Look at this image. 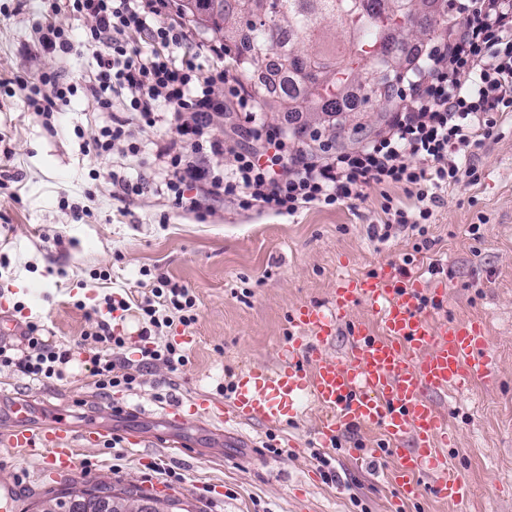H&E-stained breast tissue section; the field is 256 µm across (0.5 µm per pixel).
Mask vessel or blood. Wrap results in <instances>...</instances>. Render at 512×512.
I'll return each instance as SVG.
<instances>
[{"label":"vessel or blood","mask_w":512,"mask_h":512,"mask_svg":"<svg viewBox=\"0 0 512 512\" xmlns=\"http://www.w3.org/2000/svg\"><path fill=\"white\" fill-rule=\"evenodd\" d=\"M423 284L392 268L380 274L337 281L329 304L297 309L294 320L303 328L280 356L277 367H250L235 383L225 420L280 422L297 402L309 400L323 413L319 439L332 447L339 432L363 427L382 432L396 445L398 483L405 499H417L422 474L432 475L438 498L463 502L469 489L444 461L447 423L433 403V393L452 388L469 390L489 372L484 352L486 336L479 323L434 326L420 308ZM376 314L380 335L364 324L352 325L353 342L343 358L325 354L337 326L358 305ZM17 420L6 433L10 447L43 457L44 468H71L73 438L66 427L24 428L30 412L27 401H15ZM410 447H402L403 439Z\"/></svg>","instance_id":"b4317fda"}]
</instances>
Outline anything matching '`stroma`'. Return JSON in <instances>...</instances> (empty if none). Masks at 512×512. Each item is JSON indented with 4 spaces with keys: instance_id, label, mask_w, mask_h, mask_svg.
Instances as JSON below:
<instances>
[{
    "instance_id": "1",
    "label": "stroma",
    "mask_w": 512,
    "mask_h": 512,
    "mask_svg": "<svg viewBox=\"0 0 512 512\" xmlns=\"http://www.w3.org/2000/svg\"><path fill=\"white\" fill-rule=\"evenodd\" d=\"M45 10L44 0H0V250L10 259L0 271V319L17 324L6 344L23 346L27 322L37 319L75 360L47 386L1 370L0 431L11 424L13 401L24 398L31 402L29 428L64 423L76 448L71 469L46 474L41 457L0 443V484L10 485L16 512H40L71 486L131 490L158 499L163 512H512V116L473 157L478 183L443 193L427 251H415L419 237L408 228L387 240L373 234L384 218L382 193L407 203L397 187L374 185L362 199L291 217L241 209L220 191L192 211L157 191L151 166L135 165L125 144L104 161L81 154L80 142L92 141L101 124L84 96L72 97L50 131L21 95L10 93L19 76L31 80L62 64L77 78L96 68L91 53L62 62L35 47L32 25ZM189 29L199 63L219 66L252 95L264 130L282 135L300 125L298 115L264 96L258 78L240 72L234 44L215 62L206 55L214 34L194 23ZM213 97L224 104L212 114L213 134L252 147L225 101L224 83L214 84ZM77 126L83 137L74 135ZM99 168L142 178L141 192L114 194L108 177H93ZM384 265L427 282L423 309L435 325L476 321L487 336L488 376L468 391L431 396L446 415L448 465L471 489L457 506L436 497L428 479L417 500L396 503V455L385 439L346 430L335 447L323 448L319 413L308 402L276 425L227 427L209 415L232 399L218 386L250 365L276 366L297 335V308L328 304L338 275H372ZM145 268L151 276H142ZM100 270L110 280L93 279ZM159 273L197 297L198 321L167 331L189 362L146 368L135 392L102 398L81 333L95 323L105 294L152 287ZM440 281L447 285L441 302L431 289ZM90 432L117 444L86 441ZM319 452L331 458L335 481L325 479Z\"/></svg>"
}]
</instances>
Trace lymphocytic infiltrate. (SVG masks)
Instances as JSON below:
<instances>
[{
	"instance_id": "f902f5d3",
	"label": "lymphocytic infiltrate",
	"mask_w": 512,
	"mask_h": 512,
	"mask_svg": "<svg viewBox=\"0 0 512 512\" xmlns=\"http://www.w3.org/2000/svg\"><path fill=\"white\" fill-rule=\"evenodd\" d=\"M173 2L49 0L48 13L35 25L37 44L62 56L90 52L96 71L78 84L55 69L34 80L16 78L15 83L47 128L59 104L84 91L95 109L107 116L91 145L96 156L109 155L116 143L128 142L131 157L152 159L158 190L178 203L185 201L186 187L196 184L205 192L224 190L241 208L259 206L292 216L303 208H331L359 199L373 185L401 187L414 205L406 208L385 198L381 236L389 238L394 225H407L426 249L431 245L428 224L441 192L463 180H476L478 170L471 162L476 149L493 136L503 114L512 112V0H455L460 22L454 38L410 49L420 64L408 69L407 87L397 92L400 106L389 117L384 135L323 162L300 151L285 164L284 142L256 129L255 137L265 138L270 155L242 151L231 167L220 169L211 159L223 153L224 144L207 131L216 107L212 86L221 75L185 54L189 33L171 18ZM64 8L92 17L82 40L55 25L54 15ZM131 32L145 36L154 51L130 46L126 36ZM117 96L126 111L122 117L112 112ZM141 124L166 125L174 135L153 149L134 144L133 128ZM103 306L110 314L137 310L143 326L141 358L135 363L124 357L125 341L114 335L108 321L97 320L84 331L99 394L108 397L117 388L134 390L143 369L154 364L174 369L187 363L185 351L160 336L173 323H196L191 288L159 274L149 293L129 298L108 294ZM42 331V325L31 321L24 347L0 343V368H10L32 382L63 378L72 353L45 339Z\"/></svg>"
}]
</instances>
